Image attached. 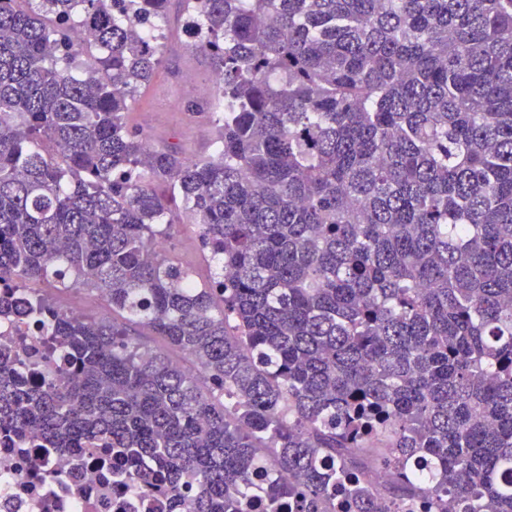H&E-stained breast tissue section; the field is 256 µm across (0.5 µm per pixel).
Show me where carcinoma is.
I'll use <instances>...</instances> for the list:
<instances>
[{
  "label": "carcinoma",
  "instance_id": "cac0c4a2",
  "mask_svg": "<svg viewBox=\"0 0 512 512\" xmlns=\"http://www.w3.org/2000/svg\"><path fill=\"white\" fill-rule=\"evenodd\" d=\"M174 3L221 78L198 159L128 124ZM0 285L75 372L1 345L0 431L165 471L162 512H512V0H0ZM168 244L171 255L177 262L192 269L198 280L208 279L209 267L202 257L197 227L194 224H179ZM56 303L64 309L70 310L73 307H78L71 310L75 316H81L88 319H100L106 314L107 307L105 302L94 291L80 290L70 291L60 294L55 297Z\"/></svg>",
  "mask_w": 512,
  "mask_h": 512
}]
</instances>
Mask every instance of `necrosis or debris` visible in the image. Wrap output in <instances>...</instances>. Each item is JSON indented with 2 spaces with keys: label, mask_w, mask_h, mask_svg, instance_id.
<instances>
[{
  "label": "necrosis or debris",
  "mask_w": 512,
  "mask_h": 512,
  "mask_svg": "<svg viewBox=\"0 0 512 512\" xmlns=\"http://www.w3.org/2000/svg\"><path fill=\"white\" fill-rule=\"evenodd\" d=\"M4 340L16 345L15 367L27 370L32 382H60L54 359L28 369L38 350L35 337L7 322L0 325ZM156 499V492L113 478L97 455L79 462L63 451L0 447V512H156Z\"/></svg>",
  "instance_id": "necrosis-or-debris-1"
}]
</instances>
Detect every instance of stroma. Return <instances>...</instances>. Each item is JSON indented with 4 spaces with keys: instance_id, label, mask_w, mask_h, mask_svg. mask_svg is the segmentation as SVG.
I'll list each match as a JSON object with an SVG mask.
<instances>
[{
    "instance_id": "35a3bbf8",
    "label": "stroma",
    "mask_w": 512,
    "mask_h": 512,
    "mask_svg": "<svg viewBox=\"0 0 512 512\" xmlns=\"http://www.w3.org/2000/svg\"><path fill=\"white\" fill-rule=\"evenodd\" d=\"M169 26L172 35L167 42V62L131 109L129 124L153 142L177 143L188 156H206L213 151L216 128L207 118L190 115L187 105L191 97L208 96L214 86V72L207 56L184 52L186 36L181 20L170 18ZM188 73L195 76L197 84L191 96L182 89V79ZM169 246L175 260L192 269L198 280L208 278L209 267L202 257L195 225H178Z\"/></svg>"
}]
</instances>
